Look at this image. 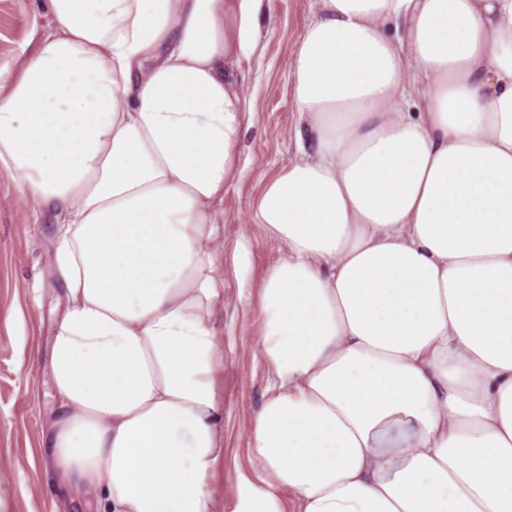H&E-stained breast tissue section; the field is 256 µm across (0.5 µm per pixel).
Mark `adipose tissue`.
Masks as SVG:
<instances>
[{"label": "adipose tissue", "mask_w": 512, "mask_h": 512, "mask_svg": "<svg viewBox=\"0 0 512 512\" xmlns=\"http://www.w3.org/2000/svg\"><path fill=\"white\" fill-rule=\"evenodd\" d=\"M0 170L66 309L41 446L95 512H216L232 70L272 0H46ZM254 218L265 398L233 512H512V0H312Z\"/></svg>", "instance_id": "obj_1"}]
</instances>
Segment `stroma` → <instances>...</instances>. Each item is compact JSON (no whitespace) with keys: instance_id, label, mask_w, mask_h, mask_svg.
<instances>
[{"instance_id":"obj_1","label":"stroma","mask_w":512,"mask_h":512,"mask_svg":"<svg viewBox=\"0 0 512 512\" xmlns=\"http://www.w3.org/2000/svg\"><path fill=\"white\" fill-rule=\"evenodd\" d=\"M311 18L309 0H273L255 51L235 66L253 100L251 124L241 145L244 170L224 192V371L216 380L224 404V462L211 481L234 507V477L250 469L247 424L262 403L268 371L259 356L257 288L276 261L261 225L253 220L263 180L297 158L288 130L296 112L286 61ZM51 20L37 0H0V67L14 65L32 49ZM50 227L34 221L28 198L0 171V320L13 315L12 330L0 324V512H94L91 497L75 504L59 485L40 448L56 399L47 382L51 336L65 299L52 279ZM247 237L244 259L233 254Z\"/></svg>"}]
</instances>
